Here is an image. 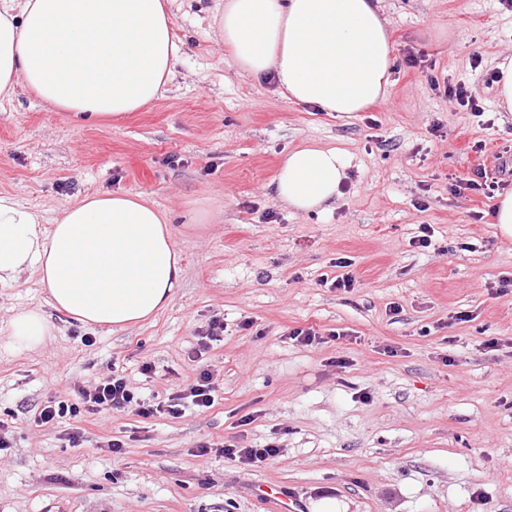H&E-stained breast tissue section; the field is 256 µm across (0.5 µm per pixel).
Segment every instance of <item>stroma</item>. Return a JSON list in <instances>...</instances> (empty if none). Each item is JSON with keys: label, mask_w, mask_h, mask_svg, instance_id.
Returning <instances> with one entry per match:
<instances>
[{"label": "stroma", "mask_w": 512, "mask_h": 512, "mask_svg": "<svg viewBox=\"0 0 512 512\" xmlns=\"http://www.w3.org/2000/svg\"><path fill=\"white\" fill-rule=\"evenodd\" d=\"M215 4L172 0L182 42L173 78L122 120L57 112L21 87L0 98V193L46 227L82 195L142 194L168 213L185 268L166 310L121 331L57 312L36 275L0 287V420L12 438L0 453V512H266L260 489L302 512H512V288L496 290L512 278V238L489 221L494 199L451 189L512 154V114L483 81L512 54V11L499 0H381L390 95L333 116L237 74ZM410 54L438 80L469 86L484 115L437 96ZM306 140L349 154L347 189L325 211L291 210L273 191L283 155ZM424 224L434 230L425 249L414 244ZM342 256L359 281L350 293L319 283ZM30 306L53 335L21 351L10 319ZM216 314L224 338L204 362L219 384L211 408L36 424L47 398L75 403V384L110 374L148 401L183 390ZM307 326L327 342L289 340ZM337 329L346 338H331ZM492 338L499 350L483 349ZM107 437L123 441L121 461L99 450ZM269 443L282 453L260 467L218 451ZM202 444L213 452L198 455Z\"/></svg>", "instance_id": "stroma-1"}]
</instances>
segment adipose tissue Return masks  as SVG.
<instances>
[{
    "label": "adipose tissue",
    "instance_id": "ef3b65f1",
    "mask_svg": "<svg viewBox=\"0 0 512 512\" xmlns=\"http://www.w3.org/2000/svg\"><path fill=\"white\" fill-rule=\"evenodd\" d=\"M170 0H0V95L22 86L60 112L119 120L156 100L180 47ZM239 73L272 81L281 97L332 114L385 99L393 65L380 0H224L214 17ZM346 153L289 150L277 198L327 210L341 195ZM36 274L50 305L84 326L124 330L166 309L184 275L165 211L129 192L64 203L50 229L0 194V286ZM53 327L38 308L10 321V340L35 350Z\"/></svg>",
    "mask_w": 512,
    "mask_h": 512
}]
</instances>
